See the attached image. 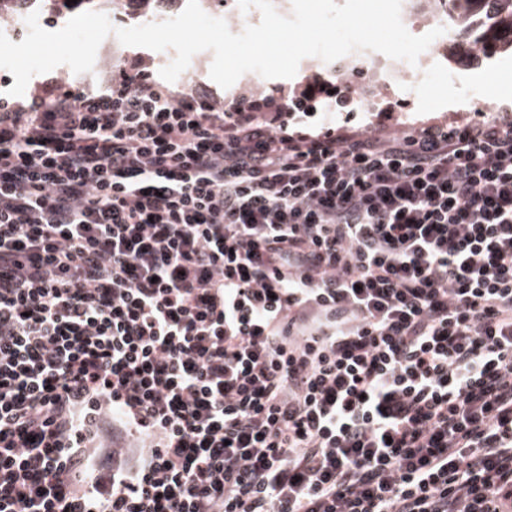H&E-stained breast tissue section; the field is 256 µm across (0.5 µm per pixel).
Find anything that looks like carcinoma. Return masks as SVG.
Instances as JSON below:
<instances>
[{
	"label": "carcinoma",
	"mask_w": 512,
	"mask_h": 512,
	"mask_svg": "<svg viewBox=\"0 0 512 512\" xmlns=\"http://www.w3.org/2000/svg\"><path fill=\"white\" fill-rule=\"evenodd\" d=\"M457 39L462 47L449 48L448 55L459 65L477 62L496 52L512 51V0H457ZM111 0H77L70 5L57 0V12L79 8L100 10L110 7Z\"/></svg>",
	"instance_id": "cac0c4a2"
}]
</instances>
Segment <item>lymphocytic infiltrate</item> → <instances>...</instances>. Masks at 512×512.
I'll list each match as a JSON object with an SVG mask.
<instances>
[{"instance_id":"obj_1","label":"lymphocytic infiltrate","mask_w":512,"mask_h":512,"mask_svg":"<svg viewBox=\"0 0 512 512\" xmlns=\"http://www.w3.org/2000/svg\"><path fill=\"white\" fill-rule=\"evenodd\" d=\"M0 100V512H512V119Z\"/></svg>"}]
</instances>
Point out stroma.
I'll return each mask as SVG.
<instances>
[{
    "instance_id": "stroma-1",
    "label": "stroma",
    "mask_w": 512,
    "mask_h": 512,
    "mask_svg": "<svg viewBox=\"0 0 512 512\" xmlns=\"http://www.w3.org/2000/svg\"><path fill=\"white\" fill-rule=\"evenodd\" d=\"M174 57V50L157 52L142 47L125 46L111 35L99 46L92 72L76 74L68 66L61 65L53 69L51 75L64 80L75 89L89 83L102 87L106 84L111 68L125 62H138L148 75L155 77ZM212 60V52L196 54L189 64L195 74L194 79L176 80L171 84L172 89L195 90L220 102L231 103L244 96L261 100L279 92H293L308 78L317 74L330 81L335 78L334 64L316 57H307L300 62L293 78L265 79L256 84L246 74L232 87L224 89L209 76ZM489 69L496 70L499 84L495 91L477 93L471 79ZM380 104V110L374 112L356 107L348 111L337 108L329 112L321 110L313 116L300 118L299 124L316 133L350 127L372 134L382 127L393 132L408 125L425 126L440 122L450 124L477 119L488 107L512 113V54L501 52L477 65H455L447 72L434 71L421 84L418 92L410 96L398 91L388 92L382 96Z\"/></svg>"
}]
</instances>
